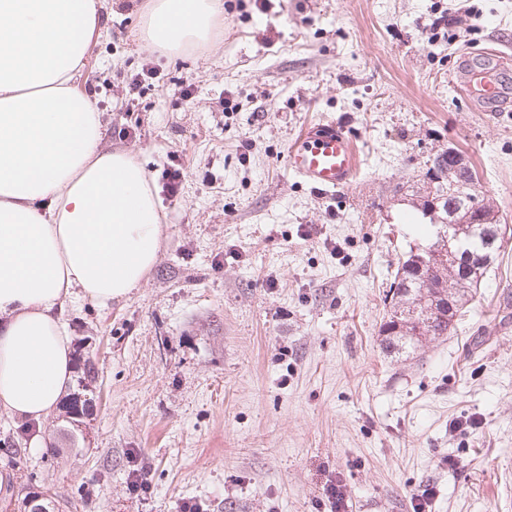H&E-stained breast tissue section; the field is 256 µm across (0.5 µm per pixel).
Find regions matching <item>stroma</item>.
<instances>
[{
	"label": "stroma",
	"instance_id": "35a3bbf8",
	"mask_svg": "<svg viewBox=\"0 0 512 512\" xmlns=\"http://www.w3.org/2000/svg\"><path fill=\"white\" fill-rule=\"evenodd\" d=\"M222 2L209 40L173 53L142 35L148 0H101L79 88L100 152L143 168L162 239L127 299L66 308L95 379L79 422L60 407L44 427L60 455L0 416V512L46 488L72 512H336L331 480L346 512H512V237L449 336L396 354L380 335L399 261L432 237L428 158L461 151L512 225V70L508 107L488 112L456 67L512 54V0ZM318 119L360 149L332 195L287 168Z\"/></svg>",
	"mask_w": 512,
	"mask_h": 512
}]
</instances>
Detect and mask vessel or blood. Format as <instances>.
I'll return each mask as SVG.
<instances>
[{
    "label": "vessel or blood",
    "mask_w": 512,
    "mask_h": 512,
    "mask_svg": "<svg viewBox=\"0 0 512 512\" xmlns=\"http://www.w3.org/2000/svg\"><path fill=\"white\" fill-rule=\"evenodd\" d=\"M480 68L468 69L462 91L487 109L498 107L503 98L501 73L512 61L507 53L487 49ZM288 170L313 191L332 193L350 186L359 169L354 137L333 121L305 125L291 140L287 151Z\"/></svg>",
    "instance_id": "b4317fda"
}]
</instances>
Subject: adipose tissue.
Here are the masks:
<instances>
[{
  "instance_id": "1",
  "label": "adipose tissue",
  "mask_w": 512,
  "mask_h": 512,
  "mask_svg": "<svg viewBox=\"0 0 512 512\" xmlns=\"http://www.w3.org/2000/svg\"><path fill=\"white\" fill-rule=\"evenodd\" d=\"M221 0H151L146 36L206 41ZM100 0H0V412L43 425L73 383L63 314L138 288L161 236L155 196L126 153L98 150L79 90Z\"/></svg>"
}]
</instances>
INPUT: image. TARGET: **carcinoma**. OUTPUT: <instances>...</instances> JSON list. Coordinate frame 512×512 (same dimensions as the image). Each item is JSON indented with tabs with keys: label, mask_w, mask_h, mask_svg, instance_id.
<instances>
[{
	"label": "carcinoma",
	"mask_w": 512,
	"mask_h": 512,
	"mask_svg": "<svg viewBox=\"0 0 512 512\" xmlns=\"http://www.w3.org/2000/svg\"><path fill=\"white\" fill-rule=\"evenodd\" d=\"M438 167L427 168L425 176L433 184V191L424 200L421 209L428 214L432 209L457 213V217L468 221L478 218L484 228L500 224L497 206L476 188V175L469 169L448 181V159L446 153ZM440 246L435 241L428 246L410 250L398 266L384 297V305L389 307L387 320L381 325L385 347L392 350L415 348L422 338H439L448 335L457 312L473 298L472 289L480 287L487 268L477 264V260L464 251L459 262L448 271L434 262L433 249ZM444 303L450 314L436 311L429 316L433 303ZM92 403L85 392H77L67 405L66 414L73 416L84 413Z\"/></svg>",
	"instance_id": "cac0c4a2"
}]
</instances>
